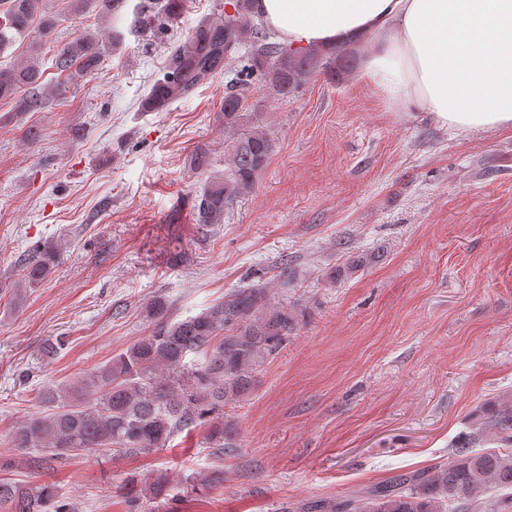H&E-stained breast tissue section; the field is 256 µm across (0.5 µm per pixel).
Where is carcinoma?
Instances as JSON below:
<instances>
[{"mask_svg": "<svg viewBox=\"0 0 512 512\" xmlns=\"http://www.w3.org/2000/svg\"><path fill=\"white\" fill-rule=\"evenodd\" d=\"M120 22L126 0H71L80 13L89 2ZM46 0H0V60L18 44H27L21 63H0V99H12L20 112L43 104L42 67L60 75L94 77L101 73L104 46L87 34L46 48L56 41L60 18L44 9ZM255 0H232L233 14L202 17L184 44L169 47L162 76L140 99L143 112H163L190 97L200 86L242 63L252 80L284 99L303 79L322 72L344 78L355 57L337 49H294L271 41L254 9ZM156 21L155 34L177 21L185 0H141ZM224 170L215 173L194 200L197 224L224 223V212L252 192L273 152L262 113L249 112L243 94L224 95ZM214 165L212 152L200 146L190 158L195 170ZM58 249H31L22 261L25 284L32 288L51 272ZM363 264L362 257L326 272L344 278ZM145 314L150 333L72 385L41 394L52 412L28 418L9 434L12 448H33L29 465L41 469L88 450L143 453L166 447L178 433L208 425L206 444L216 453L234 432L224 408L234 407L255 389L258 375L307 324L299 303L280 302L265 286L240 288L201 313L174 321L167 301L158 298ZM481 426L458 436L451 459L423 469L396 473L361 494L316 499L283 512H509L512 509V450L476 451L483 427L512 444V403L491 401L476 411ZM0 512H73L52 485L27 489L0 483Z\"/></svg>", "mask_w": 512, "mask_h": 512, "instance_id": "obj_1", "label": "carcinoma"}]
</instances>
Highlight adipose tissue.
I'll return each instance as SVG.
<instances>
[{"mask_svg": "<svg viewBox=\"0 0 512 512\" xmlns=\"http://www.w3.org/2000/svg\"><path fill=\"white\" fill-rule=\"evenodd\" d=\"M296 48L358 45L385 101L458 132L512 129V0H257Z\"/></svg>", "mask_w": 512, "mask_h": 512, "instance_id": "ef3b65f1", "label": "adipose tissue"}]
</instances>
